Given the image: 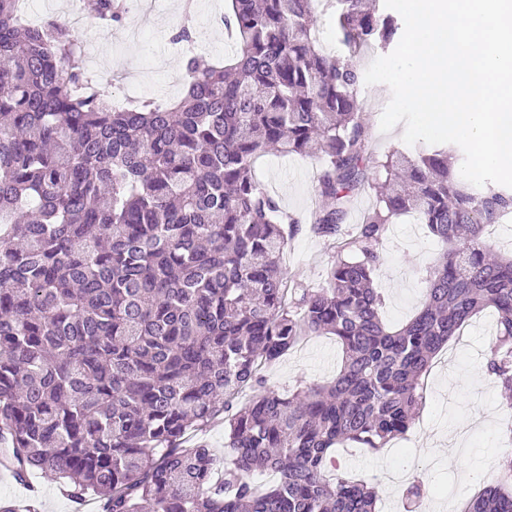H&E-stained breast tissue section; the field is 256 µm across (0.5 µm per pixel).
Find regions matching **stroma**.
Instances as JSON below:
<instances>
[{"label": "stroma", "instance_id": "stroma-1", "mask_svg": "<svg viewBox=\"0 0 512 512\" xmlns=\"http://www.w3.org/2000/svg\"><path fill=\"white\" fill-rule=\"evenodd\" d=\"M194 3L197 52L208 59L231 55L233 39L227 30L216 29L214 23L224 13L227 0ZM182 21L178 0H155L153 9L129 15L124 26H77L73 32L77 42L97 50L101 73L115 69L130 72L139 99L164 104L182 93L181 83L169 73L170 66L183 63L180 46L171 40L173 28ZM390 97V89L383 84L361 88L368 140L364 173L370 181L382 177L380 164L387 155L405 147L403 126L386 134L379 127ZM319 165L320 160L314 155L269 153L258 160L256 175L267 191L279 197L283 208L303 215L312 204ZM337 251L336 241L303 229L292 239L283 265L287 270L301 272L306 285L316 288L322 285ZM438 253L439 246L426 225L415 223L410 217L387 225L384 259L375 274L374 285L384 297V316L388 322L400 323L417 311L423 299L425 269ZM495 334V316L483 313L434 358L417 424L405 439L378 453L356 447L339 449L341 472L376 488L379 512H405V485L397 481L396 475L410 459L415 462L416 475L433 495L451 488L460 504L494 479L499 457L512 449V441L506 438L507 413L500 389L482 379L484 358ZM341 359L335 337L310 336L266 369L265 376L269 386L285 395L330 380ZM475 412L482 415L481 425L462 429V422ZM424 440L441 445L451 442L462 448L465 463L473 473L472 480L461 483L456 463L416 457L415 450Z\"/></svg>", "mask_w": 512, "mask_h": 512}]
</instances>
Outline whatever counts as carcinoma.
Instances as JSON below:
<instances>
[{"mask_svg": "<svg viewBox=\"0 0 512 512\" xmlns=\"http://www.w3.org/2000/svg\"><path fill=\"white\" fill-rule=\"evenodd\" d=\"M0 0V463L40 469L100 512H375L374 488L327 472L334 450L372 451L415 423L433 358L478 313L497 333L484 366L512 409V254L484 237L512 188L476 187L446 147L391 154L376 205L342 240L325 286L282 268L300 219L258 181L278 147L319 146L311 230L341 234L367 150L354 52L399 25L365 0H231L228 64L193 54L187 93L114 110L88 82L67 23L31 24ZM336 14L339 55L316 36ZM110 28L123 0H95ZM405 214L441 252L420 311L385 323L374 274L386 225ZM336 337V377L287 396L262 374L305 336ZM251 396L240 400L245 391ZM224 424V460L190 428ZM274 471L265 488L250 475ZM428 491L406 489L418 509ZM463 512H512V454Z\"/></svg>", "mask_w": 512, "mask_h": 512, "instance_id": "1", "label": "carcinoma"}]
</instances>
